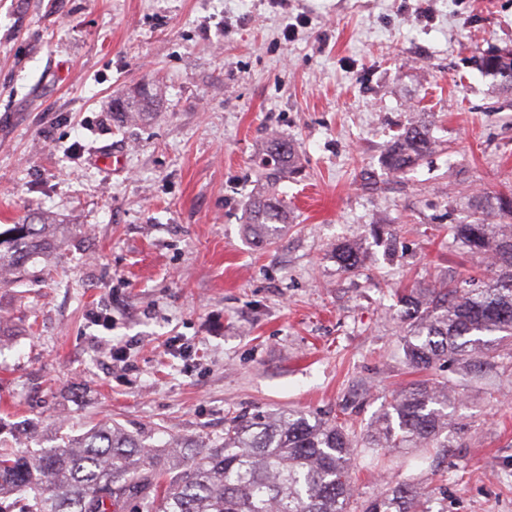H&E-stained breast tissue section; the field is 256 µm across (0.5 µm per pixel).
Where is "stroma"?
I'll list each match as a JSON object with an SVG mask.
<instances>
[{"label": "stroma", "mask_w": 512, "mask_h": 512, "mask_svg": "<svg viewBox=\"0 0 512 512\" xmlns=\"http://www.w3.org/2000/svg\"><path fill=\"white\" fill-rule=\"evenodd\" d=\"M504 48L512 0H0V230L57 223L0 282V439L34 453L110 420L164 449L283 408L365 437L418 378L404 292L487 273L453 229L512 189V92L477 66ZM144 82L158 106L120 123ZM412 123L436 149L389 172ZM271 128L302 172L261 246L243 204ZM432 376L463 392L447 447L360 449L357 500L416 482L430 512H512V357ZM336 263L344 272H355L364 261V252L357 243H347L336 248Z\"/></svg>", "instance_id": "1"}]
</instances>
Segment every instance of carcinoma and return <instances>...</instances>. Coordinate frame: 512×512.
Returning a JSON list of instances; mask_svg holds the SVG:
<instances>
[{"mask_svg":"<svg viewBox=\"0 0 512 512\" xmlns=\"http://www.w3.org/2000/svg\"><path fill=\"white\" fill-rule=\"evenodd\" d=\"M482 70L512 91V59L480 57ZM154 104L145 92L120 105L121 121H135ZM430 128L411 124L386 147L383 165L402 172L428 155ZM260 187L245 208V224L260 245L274 242L288 223L280 183L300 173L295 146L271 133L254 156ZM474 223L457 235L471 253L489 260L477 288H413L404 298L403 351L407 365L429 372L440 361L476 355L469 372L491 368L512 350V194L480 198ZM50 223L26 220L0 231V271L21 272L47 252ZM336 264L356 271L364 252L356 243L336 248ZM457 386L434 378L398 390L363 442L346 423L292 409L258 410L231 418L223 440L200 445L169 467L149 461L156 450L116 423L99 424L36 455L0 443V500L14 498L21 512H112L134 501L137 512H350L348 480L356 448L382 454L405 448H443L453 425ZM416 484H398L367 501L361 512H427Z\"/></svg>","mask_w":512,"mask_h":512,"instance_id":"1","label":"carcinoma"}]
</instances>
